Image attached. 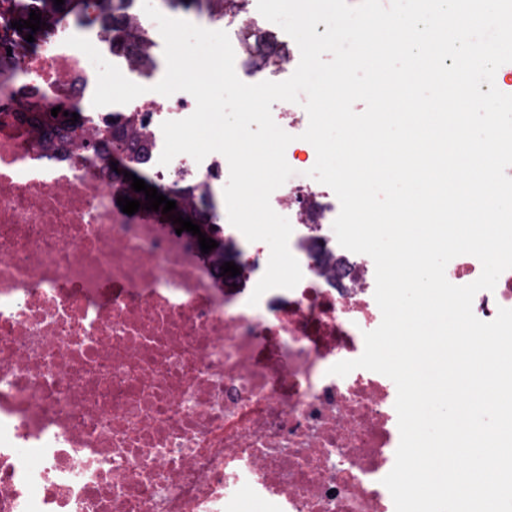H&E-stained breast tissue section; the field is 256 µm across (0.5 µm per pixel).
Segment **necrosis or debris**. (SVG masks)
Segmentation results:
<instances>
[{"mask_svg":"<svg viewBox=\"0 0 512 512\" xmlns=\"http://www.w3.org/2000/svg\"><path fill=\"white\" fill-rule=\"evenodd\" d=\"M121 11L149 62L116 56L100 0L36 48L20 34L0 46V512H239L244 498L269 512H395L382 480L400 441L396 386L363 368L329 372L381 323L375 265L338 244L334 192L298 171L314 151L304 108L272 105L297 173L270 197L303 278L254 306L267 243L217 225L240 269L222 275L196 238L123 213L119 178L75 149V128L29 136L25 112L84 105L117 132L140 113L154 182L223 211L222 154L160 165L162 123L196 101L153 92L163 38L142 0ZM213 27L244 55L245 83L297 67L293 39L257 0H226ZM74 35L146 93L93 107L97 72L67 45ZM275 38L284 60L271 64Z\"/></svg>","mask_w":512,"mask_h":512,"instance_id":"4bbe7bcc","label":"necrosis or debris"}]
</instances>
